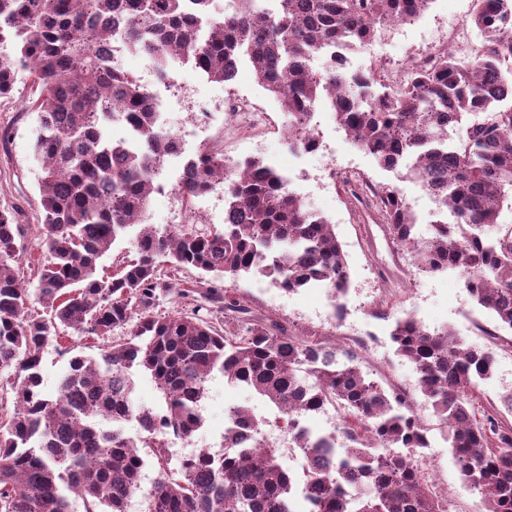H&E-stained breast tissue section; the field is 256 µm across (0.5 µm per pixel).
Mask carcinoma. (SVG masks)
I'll list each match as a JSON object with an SVG mask.
<instances>
[{
	"mask_svg": "<svg viewBox=\"0 0 512 512\" xmlns=\"http://www.w3.org/2000/svg\"><path fill=\"white\" fill-rule=\"evenodd\" d=\"M0 0V98L17 72L39 95L33 158L41 168L39 236L48 257L26 260L22 209L0 208V512H124L142 492L145 466L121 424L136 420L156 437L191 438L214 373L247 386L287 420L300 450L294 473L246 408L229 411L224 451L201 449L170 467L166 442L148 445L158 477L145 492L156 512H448L424 475L426 428L409 397L368 378L340 343L293 336L253 315L240 300L247 275L294 291L313 285L347 291L350 271L333 225L287 189L261 158L232 160L204 148L184 165L186 202L224 186V227L145 223L155 179L176 146L154 121L151 92L121 57L148 58L164 78L174 59L229 83L242 62L274 94L288 118V147L314 146L303 123L321 99L336 122L379 166L397 169L435 196L452 222L418 229L396 186L373 204L392 242L417 271H459L475 303L512 330V227L485 228L512 210V0H474L469 23L481 46L466 57L446 51L376 95L378 72L351 73L313 59L330 46L364 47L381 24L417 18L432 0ZM127 121L140 147L112 140ZM457 140L448 141V130ZM128 242L112 277L99 260ZM172 295L174 314L155 312ZM40 304L45 313L34 309ZM130 327L100 357L75 356L42 397L44 348L73 330L105 337ZM397 353L415 369L420 394L437 417L464 485L484 494L486 512H512V426L477 421L470 395L495 371L496 352L464 346L448 328L395 321ZM151 377L166 400L154 413L135 406V376ZM345 412L335 452L302 425L310 413Z\"/></svg>",
	"mask_w": 512,
	"mask_h": 512,
	"instance_id": "1",
	"label": "carcinoma"
}]
</instances>
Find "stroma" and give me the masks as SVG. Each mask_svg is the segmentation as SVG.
<instances>
[{
    "label": "stroma",
    "mask_w": 512,
    "mask_h": 512,
    "mask_svg": "<svg viewBox=\"0 0 512 512\" xmlns=\"http://www.w3.org/2000/svg\"><path fill=\"white\" fill-rule=\"evenodd\" d=\"M473 0H432L418 18L378 32L371 44L350 54L353 67L383 70L389 76L408 67L428 50L441 47L456 55L470 54L479 38L469 17ZM171 128L197 121V106H206L211 118L201 125L196 138L185 144L181 158L168 161L151 195L147 223L172 224L187 209L175 186L184 161L196 154L200 144L223 150L226 157L264 159L290 174L291 186L305 207L333 224L350 270V284L342 304L346 316L333 325L330 297L324 288H302L288 293L271 278L248 276L240 282V294L252 310L285 324L295 336L314 333L329 338L341 336L357 355L364 371L383 387L412 393L421 410L433 448L424 467L439 492L448 496L449 512H485L482 495L464 486L454 458L435 415L424 409L417 392V375L406 359L399 357L389 337L393 322L411 315L430 330L451 328L470 346H490L497 353L494 376L481 383L471 397L477 417L494 412L502 423L512 425V413L503 410L499 397L512 389V332L497 330L493 316L475 305L456 272L419 274L409 255L397 250L386 224L373 207L358 203L335 176L361 175L375 185H399L420 224L432 220V203L416 184L400 179L397 172L379 167L374 157L358 149L337 124L330 105L317 103L320 136L324 148L317 154L289 150L281 129L286 116L277 98L259 87L249 65H242L232 83L209 80L188 62L169 67ZM29 75H21L14 97L0 99V126L11 129L7 145L0 146V206L23 209L22 223L30 225L25 241L32 258L45 257L32 227L38 222L34 205L41 169L32 156L36 115L30 106ZM244 407L262 417L265 436L276 442L292 470H300L302 458L277 412L251 389L214 374L202 404L203 426L196 433L198 447L218 450L224 441V419L229 408Z\"/></svg>",
    "instance_id": "35a3bbf8"
}]
</instances>
